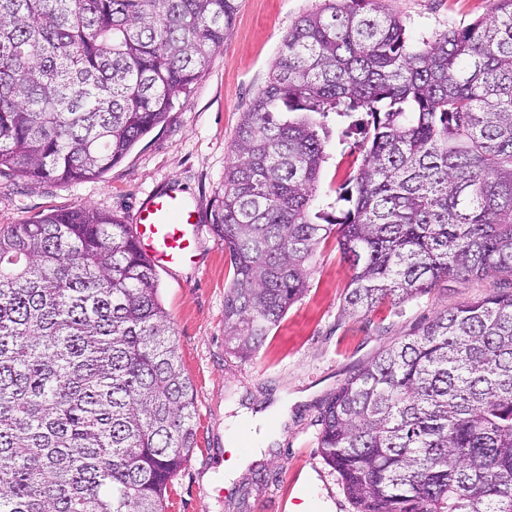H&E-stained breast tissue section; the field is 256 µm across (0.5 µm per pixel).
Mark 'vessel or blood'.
<instances>
[{"instance_id":"vessel-or-blood-1","label":"vessel or blood","mask_w":512,"mask_h":512,"mask_svg":"<svg viewBox=\"0 0 512 512\" xmlns=\"http://www.w3.org/2000/svg\"><path fill=\"white\" fill-rule=\"evenodd\" d=\"M134 232L154 266L176 269L192 258L202 227L196 210L174 186L143 201Z\"/></svg>"}]
</instances>
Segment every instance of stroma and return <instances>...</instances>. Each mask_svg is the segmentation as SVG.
<instances>
[{
	"label": "stroma",
	"instance_id": "1",
	"mask_svg": "<svg viewBox=\"0 0 512 512\" xmlns=\"http://www.w3.org/2000/svg\"><path fill=\"white\" fill-rule=\"evenodd\" d=\"M234 24L170 112L101 178L61 185L0 176V228L89 205L130 224L140 204L176 185L204 229L192 264L159 270L161 296L185 373L194 386L197 435L173 478L166 512H353L317 448L322 402L359 366L437 313L512 291L511 278L448 282L403 304L352 315V271L336 241L317 250L309 287L263 347L243 361L224 346L229 255L210 229L243 112L269 80L288 30L324 0H237ZM418 43L494 12L496 0H382ZM319 184L323 202L355 172L354 139L331 138Z\"/></svg>",
	"mask_w": 512,
	"mask_h": 512
}]
</instances>
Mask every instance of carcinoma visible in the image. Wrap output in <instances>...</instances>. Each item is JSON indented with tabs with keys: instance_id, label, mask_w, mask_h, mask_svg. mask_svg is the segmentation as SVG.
<instances>
[{
	"instance_id": "1",
	"label": "carcinoma",
	"mask_w": 512,
	"mask_h": 512,
	"mask_svg": "<svg viewBox=\"0 0 512 512\" xmlns=\"http://www.w3.org/2000/svg\"><path fill=\"white\" fill-rule=\"evenodd\" d=\"M422 45L378 0L288 30L211 230L224 345L251 359L336 234L349 313L512 276V0ZM236 0H0V174L101 177L187 98ZM363 161L314 205L325 143ZM356 512H512V292L441 312L323 403ZM194 389L133 227L82 205L0 230V512H164Z\"/></svg>"
}]
</instances>
